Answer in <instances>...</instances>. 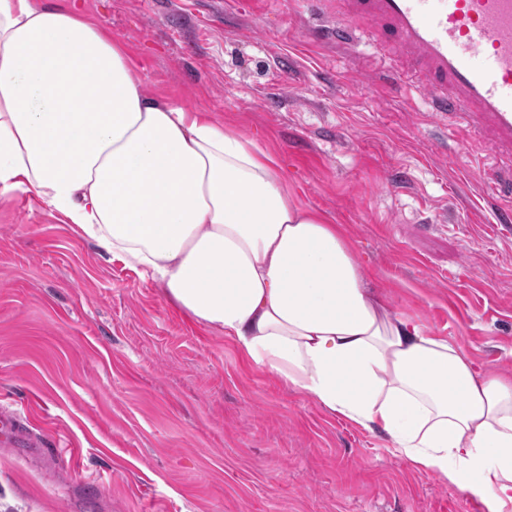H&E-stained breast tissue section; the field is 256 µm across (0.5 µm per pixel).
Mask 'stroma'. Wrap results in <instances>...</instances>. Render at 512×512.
Here are the masks:
<instances>
[{"mask_svg":"<svg viewBox=\"0 0 512 512\" xmlns=\"http://www.w3.org/2000/svg\"><path fill=\"white\" fill-rule=\"evenodd\" d=\"M39 2L79 5L146 96L273 155L394 311L512 374V223L481 192L512 158L395 85L409 61L370 22L338 46L307 0ZM1 409L31 445H0V512H481L22 191L0 197Z\"/></svg>","mask_w":512,"mask_h":512,"instance_id":"35a3bbf8","label":"stroma"}]
</instances>
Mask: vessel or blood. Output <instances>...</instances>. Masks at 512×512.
Wrapping results in <instances>:
<instances>
[{"label": "vessel or blood", "instance_id": "1", "mask_svg": "<svg viewBox=\"0 0 512 512\" xmlns=\"http://www.w3.org/2000/svg\"><path fill=\"white\" fill-rule=\"evenodd\" d=\"M336 39L353 20L384 27L425 68L418 90L437 116L490 129L512 154V0H338Z\"/></svg>", "mask_w": 512, "mask_h": 512}]
</instances>
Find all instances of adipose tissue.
I'll use <instances>...</instances> for the list:
<instances>
[{
	"mask_svg": "<svg viewBox=\"0 0 512 512\" xmlns=\"http://www.w3.org/2000/svg\"><path fill=\"white\" fill-rule=\"evenodd\" d=\"M21 190L219 329L255 369L385 432L397 456L512 504V375L391 311L276 160L148 98L80 14L0 0V196Z\"/></svg>",
	"mask_w": 512,
	"mask_h": 512,
	"instance_id": "ef3b65f1",
	"label": "adipose tissue"
}]
</instances>
